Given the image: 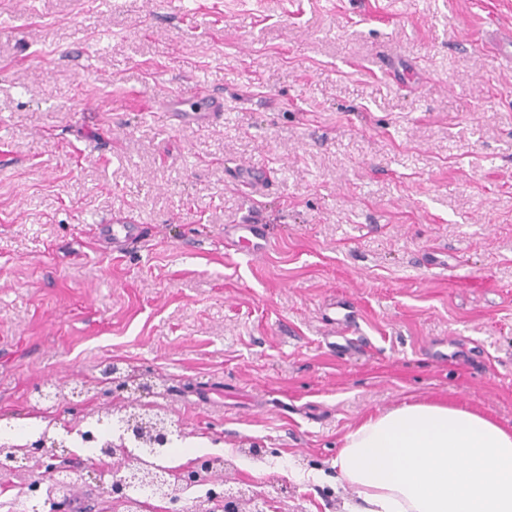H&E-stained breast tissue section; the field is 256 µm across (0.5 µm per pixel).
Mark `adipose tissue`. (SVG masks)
I'll return each mask as SVG.
<instances>
[{
	"label": "adipose tissue",
	"mask_w": 512,
	"mask_h": 512,
	"mask_svg": "<svg viewBox=\"0 0 512 512\" xmlns=\"http://www.w3.org/2000/svg\"><path fill=\"white\" fill-rule=\"evenodd\" d=\"M333 468L354 512H512V430L444 401L366 418Z\"/></svg>",
	"instance_id": "1"
}]
</instances>
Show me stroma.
I'll return each instance as SVG.
<instances>
[{"label":"stroma","mask_w":512,"mask_h":512,"mask_svg":"<svg viewBox=\"0 0 512 512\" xmlns=\"http://www.w3.org/2000/svg\"><path fill=\"white\" fill-rule=\"evenodd\" d=\"M508 27L512 0H0V427L55 431L129 367L268 512H345L327 475L368 414L512 428ZM193 83L224 112L182 127L157 103ZM115 215L146 239L105 247ZM335 302L360 342L331 345ZM110 469L77 462V512ZM236 237V243L244 255L255 257L265 248L264 230L259 224H229L224 228V235ZM263 241V242H261Z\"/></svg>","instance_id":"obj_1"}]
</instances>
